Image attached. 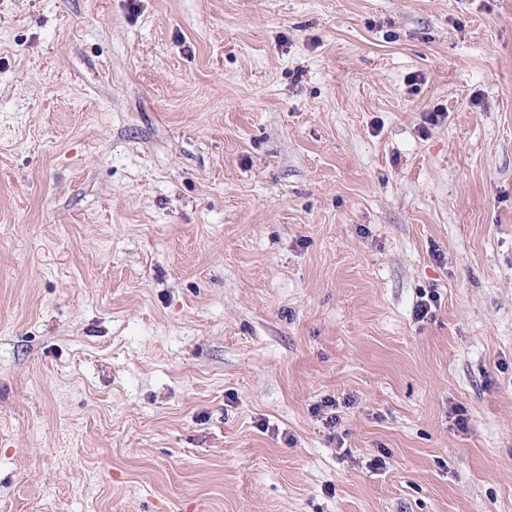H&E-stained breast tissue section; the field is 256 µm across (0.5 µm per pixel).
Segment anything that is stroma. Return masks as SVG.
I'll list each match as a JSON object with an SVG mask.
<instances>
[{"mask_svg": "<svg viewBox=\"0 0 512 512\" xmlns=\"http://www.w3.org/2000/svg\"><path fill=\"white\" fill-rule=\"evenodd\" d=\"M0 512H512V0H0Z\"/></svg>", "mask_w": 512, "mask_h": 512, "instance_id": "stroma-1", "label": "stroma"}]
</instances>
